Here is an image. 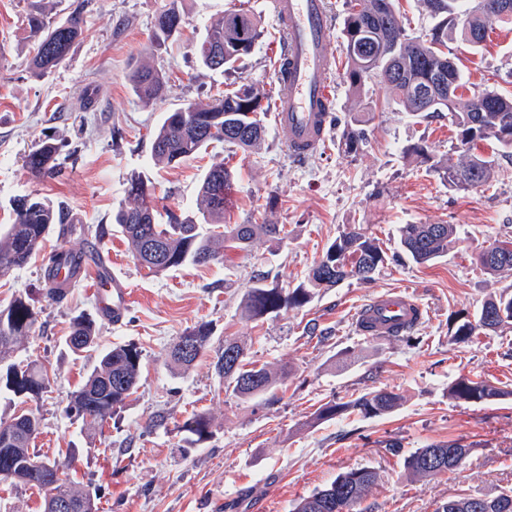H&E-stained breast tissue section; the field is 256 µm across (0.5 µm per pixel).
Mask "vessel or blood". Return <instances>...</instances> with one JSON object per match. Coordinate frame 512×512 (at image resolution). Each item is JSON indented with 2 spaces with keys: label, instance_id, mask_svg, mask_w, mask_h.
<instances>
[{
  "label": "vessel or blood",
  "instance_id": "obj_1",
  "mask_svg": "<svg viewBox=\"0 0 512 512\" xmlns=\"http://www.w3.org/2000/svg\"><path fill=\"white\" fill-rule=\"evenodd\" d=\"M278 23L280 52L274 70L278 93L274 121L292 158L308 159L325 145L333 119L336 60L329 48L326 0H272ZM78 280L100 288L104 311L114 324L127 312L125 281L103 266H83ZM424 306L408 290L392 289L374 296L354 315L356 329L367 336L390 338L424 319Z\"/></svg>",
  "mask_w": 512,
  "mask_h": 512
}]
</instances>
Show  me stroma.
Here are the masks:
<instances>
[{
	"label": "stroma",
	"mask_w": 512,
	"mask_h": 512,
	"mask_svg": "<svg viewBox=\"0 0 512 512\" xmlns=\"http://www.w3.org/2000/svg\"><path fill=\"white\" fill-rule=\"evenodd\" d=\"M31 3L0 0V225L10 223L11 202L20 196L63 207L81 217L85 233L51 235L48 248L94 247L130 289L117 325L100 310L93 283L69 288L62 301L49 299L43 258L0 279L1 307L27 291L38 312L18 353L45 368L50 380L47 392L27 404L42 420L33 443L38 455L59 462L76 457L73 477L99 488L101 512H291L300 498L362 467L377 471L378 481L353 512H437L457 494L512 489V325L471 343L450 337L457 317L474 314L488 296L512 291V274L491 275L476 262L489 244L512 240V159L498 158L489 186L450 190L432 162L453 151L451 117L398 111L377 77L352 94L341 73L327 146L307 160L292 159L271 111L277 24L270 0H182L181 34L160 50L153 46V24L168 0H88L83 38L39 78L26 69L33 53ZM239 9L261 19L254 51L234 71L199 70L194 49L207 25ZM448 50L470 92L512 97V23H493L481 47L452 42ZM145 63L167 79L164 100L152 105L137 98L130 82L133 68ZM243 80L267 93L258 150L227 145L170 168L152 164L153 133L167 111ZM355 121L366 137L348 153L342 133ZM48 138L62 146V173L38 178L25 157ZM417 144L427 146L428 157L410 154ZM220 161L233 173L225 223L282 224L287 238L278 243L259 236L246 249L225 248L220 265L147 274L112 224L131 178L147 181L159 210L190 214L204 173ZM402 224H453L459 239L435 263L391 261L372 283L347 280L264 321L241 318V296L255 279L295 287L327 245L350 229L396 252ZM396 288L411 290L427 310L412 337L359 334L355 312ZM82 311L94 316L100 347L131 343L142 352L136 391L92 439L63 413L98 361L97 353L75 355L65 345L70 319ZM200 323L213 328L206 354L188 370L175 368L170 344ZM228 337L244 345L247 360L288 369L274 398L242 403L225 394L213 361ZM461 376L490 381L507 395L482 403L449 398V385ZM379 390L400 395L391 413L314 419L329 401ZM195 411L210 418L213 437L191 448L182 425ZM448 440L469 450L460 469L408 475L410 453Z\"/></svg>",
	"instance_id": "1"
}]
</instances>
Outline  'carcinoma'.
Returning a JSON list of instances; mask_svg holds the SVG:
<instances>
[{
  "instance_id": "1",
  "label": "carcinoma",
  "mask_w": 512,
  "mask_h": 512,
  "mask_svg": "<svg viewBox=\"0 0 512 512\" xmlns=\"http://www.w3.org/2000/svg\"><path fill=\"white\" fill-rule=\"evenodd\" d=\"M37 0L27 17L35 39V53L27 60L30 74L40 76L59 66L73 44L84 32V5L78 3L67 18L58 23L48 19L46 7ZM429 16L435 20L429 38L410 34L395 0H347L343 20L346 52L345 78L354 94H359L367 79L380 75L387 84L394 103L415 117L452 115L456 128L458 158L439 159L434 170L453 190L469 191L490 182L495 160L472 153L473 146L487 139L496 141L499 152L512 156V137L500 138L495 131H512V99L493 91L466 97L459 93L463 74L458 64L450 63L448 41H469L475 30H488L494 21L512 22L508 14H473L463 17L458 6L463 0H423ZM184 22L179 0H170L154 21V43L161 47L174 39ZM261 35V22L243 10H231L213 21L206 36L195 49L200 67L207 71L226 72L252 53ZM130 81L140 101L150 104L164 99L167 80L149 67H137ZM265 93L258 85L241 81L218 98L189 102L165 113L151 149L156 164L175 166L210 146L229 144L243 151L257 149L265 136L258 118L264 111ZM365 139L362 129L346 125L342 146L355 149ZM61 146L42 140L26 156L25 164L37 177H55L61 173L58 163ZM231 172L219 163L205 173L200 188L199 217L170 211L167 221H157L150 188L140 179L129 183L128 205H120L112 223L128 239L134 258L150 274L188 264L221 263L224 243L239 249L249 246L254 237L263 235L273 241L288 236L283 224H226L224 205ZM12 221L0 228V278L24 268L42 249L45 240L60 226L62 233L75 234L84 227L73 222L71 213L54 208L49 202L21 196L11 203ZM403 252L415 263L424 265L448 255V246L456 239L452 224H402L398 229ZM387 253L378 239L355 229L332 241L294 288H281L262 277L245 289L240 300V315L251 322H262L283 308L302 307L316 291L334 288L346 280L368 284L384 265ZM85 255L61 249L48 257L44 283L48 294L57 300L65 297L68 282L62 273L73 277ZM480 266L489 274L512 272V243L494 242L479 257ZM37 321V313L26 293L16 295L0 308V392L5 391L21 404L39 398L49 385L45 371L37 365L16 359L21 340L28 336ZM512 323V295L487 298L475 317L458 319L452 328L456 342H472L478 336ZM213 335L209 323L200 324L176 337L168 350L171 364L187 369L206 351ZM96 321L84 312L70 319L67 347L74 353L98 351V364L84 383L72 393L64 409L68 418L81 422L83 429L96 430L121 408L136 390L141 371V351L133 344L115 345L97 350ZM215 371L225 381V392L242 403L271 394L283 382L286 370L246 361L244 347L235 340H224L217 352ZM456 399L487 401L512 393L485 380L459 378L448 388ZM398 394L388 391L364 394L342 403L330 401L316 414V419H331L347 410L364 416H381L399 406ZM16 427L7 438H0V448L8 449L15 485L37 489L44 496L86 498L90 489L78 485L69 473L70 463L39 459L32 448L31 436L40 429L41 419L15 417ZM183 431L193 448L213 437L210 419L203 413L187 418ZM469 449L454 441L419 448L405 459L407 470L420 477L439 473L427 463L429 456L447 460L444 470L460 466ZM377 482V473L363 467L342 473L326 489L297 502L292 512H336V499L347 500V510L359 503ZM438 512H476L472 496L458 494L448 498Z\"/></svg>"
}]
</instances>
